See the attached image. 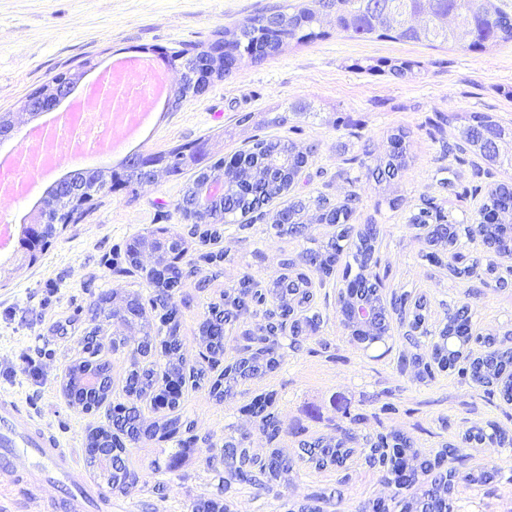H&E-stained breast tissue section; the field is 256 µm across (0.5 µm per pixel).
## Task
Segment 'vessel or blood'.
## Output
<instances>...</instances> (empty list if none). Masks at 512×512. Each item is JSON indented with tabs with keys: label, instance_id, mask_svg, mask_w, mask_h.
<instances>
[{
	"label": "vessel or blood",
	"instance_id": "b4317fda",
	"mask_svg": "<svg viewBox=\"0 0 512 512\" xmlns=\"http://www.w3.org/2000/svg\"><path fill=\"white\" fill-rule=\"evenodd\" d=\"M0 501L34 512H112L111 495L12 397L0 399Z\"/></svg>",
	"mask_w": 512,
	"mask_h": 512
}]
</instances>
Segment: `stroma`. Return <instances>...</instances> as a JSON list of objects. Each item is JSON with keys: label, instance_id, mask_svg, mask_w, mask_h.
<instances>
[{"label": "stroma", "instance_id": "stroma-1", "mask_svg": "<svg viewBox=\"0 0 512 512\" xmlns=\"http://www.w3.org/2000/svg\"><path fill=\"white\" fill-rule=\"evenodd\" d=\"M276 0H0V113L20 109L28 94L72 62L91 59L83 78L91 83L111 66L116 55H133L147 47L162 52L184 42L210 45L220 28H233L244 17ZM401 59L415 64L403 78L352 70L354 61ZM312 100L335 114L332 125L294 119L276 134L300 145H317L307 169L309 184L298 195L323 193L330 202L349 192L360 198L353 221H375L380 234L377 262L369 274L382 276L385 294L409 291L425 295L432 327L443 325L448 309L463 305L475 311V328L498 335L512 331V275L506 283L486 277L457 279L447 267L425 260L421 232L410 226V213L433 200L451 224H469L477 216L490 186L512 183V170H490L472 150L444 155L443 143L459 140L448 118L455 112H484L512 126V44L472 52L456 44L429 47L376 37L367 40L331 35L307 45H290L279 56L246 63L201 96L167 113L153 130L145 152H158L205 138L209 159L230 157L255 128L236 125L239 115L259 113L275 105ZM403 128L409 162L398 178L376 183L366 179L357 159L363 152L385 156L388 137ZM454 173L452 186L441 185V168ZM188 175L161 176L140 190L102 195L84 221L58 231L36 261L0 280V395L26 403L36 420L59 436L77 463L85 461L87 428L106 424L105 412L86 414L71 407L61 392V378L82 355L90 330V310L113 289L150 297L141 273L128 269L125 246L144 230L166 226L188 232L174 206ZM402 197V205L388 202ZM271 217L248 227L228 224L219 247L226 253L207 263L206 247L192 242L184 259L195 276L184 279L177 297H189L182 308L178 334L188 366L199 362V328L207 302L218 300L225 287L246 275L261 282L278 276L280 263L300 252L303 238L278 237ZM206 288H198L199 279ZM341 276L316 290V307L324 324L300 350L286 351L279 369L243 384L242 395L216 403L208 387L185 386L181 412L195 424V451L177 472L164 477L161 489L135 488L114 495L115 512H189L204 497L229 501L233 512H298L312 495L342 489L346 499L364 502L383 494L380 473L364 462L348 463L349 481L338 485L336 469L300 468L295 486L283 496L248 484L223 488L207 465L210 447H222L227 425L249 432L253 453L279 448L290 458L300 453V440L331 435L348 425L349 414L365 415L362 433L372 436L399 430L421 453L444 444L460 446L451 468L465 473L483 467L501 469L503 480L474 487L463 500V512H512V452L461 447L473 425L494 422L512 434V405L487 395L457 372H435L420 384L400 373L398 356L409 345L399 326H392L388 354L351 344L340 323L336 298ZM275 392L273 406L283 427L268 443L255 418L244 407L259 394Z\"/></svg>", "mask_w": 512, "mask_h": 512}]
</instances>
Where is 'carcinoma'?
<instances>
[{
    "label": "carcinoma",
    "mask_w": 512,
    "mask_h": 512,
    "mask_svg": "<svg viewBox=\"0 0 512 512\" xmlns=\"http://www.w3.org/2000/svg\"><path fill=\"white\" fill-rule=\"evenodd\" d=\"M490 0H301L298 5H279L257 12L241 20L234 29H224L217 34L215 42L231 46L238 56H246L255 63L280 55L284 48L294 42L308 44L325 38L323 30L327 24L340 33L351 37L379 38L403 42L427 43L430 46L455 43L469 51L483 52L491 46L512 43V13L489 6ZM168 67L181 71L178 85L172 90L168 106L178 109L183 101L202 95L211 80L222 79L232 73L226 62L215 63L213 57L204 53L195 44H182L165 56ZM350 69L374 75H391L399 78L412 72L413 64L406 60L379 59L355 62ZM320 109L314 105L291 104L285 108L272 109L257 122L261 127L281 128L292 115H305L319 119ZM451 122L459 128L463 143L473 149L489 166L508 169L512 167V129L505 128L499 121L485 113H456ZM408 133L402 129L392 134L390 140L399 149L383 158L368 160L371 153L365 151L360 161L366 178L375 182L395 179L407 166L405 139ZM317 147H302L287 138H255L249 147L234 154L224 162V184L220 195L214 200L207 219L196 221L185 204L190 202L196 190L204 184L203 173L219 168L218 163L202 162L204 152L188 145L176 146L165 152L168 165L165 174H183L187 165L182 156L193 157L194 177L176 203L175 210L183 219L191 222L190 234L207 245L218 241L224 224H251V214L257 211L259 203L268 204L281 200L279 209L272 216L271 230L279 237H303L307 243L295 258L281 262V273L265 285L245 275L229 286L220 295V301L207 306L205 319L200 325V343L210 356L208 367L190 371L195 387L209 382V395L218 404L234 399L241 384L266 373H271L282 364L279 349L283 341L288 347L298 350L301 339L309 338L320 331L322 315L315 310L314 276L319 280L331 277L336 265L344 255H351L352 261L345 263L343 280L355 283L363 279L372 254V243L380 234L374 221H369L356 230L350 223L356 211L359 197L349 193L342 202L331 203L323 194L312 195L303 203L288 198L289 190L298 176L314 157ZM144 178L142 170L133 163L124 165L121 171H112V183L121 184L127 194L134 198ZM70 182L81 187V194L98 196L108 189L107 176L102 172L79 173ZM507 186L489 188L484 208L496 215V223L485 229L487 238L498 243L497 254L506 251L512 241V203L506 195ZM49 199L53 205L47 211L51 234L57 226H65L73 220V210L66 207L65 197L52 190ZM443 220L441 211L431 205L420 208L409 216V224L420 229L432 221ZM311 224H331L338 227L335 234L326 240L305 235ZM148 238L168 241L169 251L156 256L153 266L145 268L140 261L139 247ZM458 232L440 239L435 250L423 254L427 261L440 264L442 255L460 257L457 246ZM187 252L183 236L168 227H156L135 236L126 247V255L135 270L146 271V281L155 288L150 298L152 308L161 309L163 314L155 323L147 315L137 321H128L127 309L130 300L140 296L112 291V310L100 309L93 320L97 321L89 335L83 340L84 349L94 356V363L83 358L70 364L64 373L67 383L78 391L81 410L91 413L100 408V403L112 395V361L108 355L124 351L129 343L135 347L123 377L122 394L129 401L125 405L113 406L107 415L111 425L98 426L88 431L85 437L87 464L99 469V476L110 481L113 492L127 494L138 485H147L148 479L162 471L157 463L150 464V472L139 473L128 464L126 443L136 444L142 439L170 441L182 433H190L193 423L180 413L182 387L185 384L184 368L186 358L177 336L179 308L174 301V290L182 281L195 274L194 269H185L178 261L176 252ZM449 271L456 278L473 277L480 274L495 276L498 264L492 260L485 266L472 263L462 267L451 265ZM411 294L404 292L395 297L399 304L401 323L409 327L407 338L416 349L411 354L399 357L401 372H413L412 379L425 383L433 378V369L440 371L459 370L462 376L470 375L473 367H458L460 349L473 348V344L496 342V336L489 333L473 336L469 330H456L447 324L432 334L429 329L430 306L425 296L410 300ZM272 301L273 308L258 310V306ZM250 315L258 322L251 329L242 331V357L224 367L218 377L210 379L208 370L214 369L219 357L224 355V336L234 330L239 320ZM112 321L136 332L134 336L103 335L98 321ZM150 401L156 408L168 413L151 422L142 416L137 403ZM274 394L256 396L243 408L260 418L259 429L274 441L280 433V422L275 413L269 411L274 405ZM494 436L505 449H512V436L495 423L484 427H473L463 437V442L480 443L484 438ZM249 434L234 429V434L224 443L231 449L230 454L220 453L211 459H220L224 475L220 480L224 487L234 482L261 485L265 481H279L284 488L294 485L297 472L283 453L275 448L269 457L263 459L250 452L247 447ZM363 442L360 448L354 444ZM98 448L112 449V465L95 458ZM300 460L314 470L321 472L328 468H341L354 456L381 473V481L389 490L390 500L400 512H417L422 507L419 493H407L402 470H427L437 477H447V487L441 490V512H453L455 500L462 491L492 481L501 472L486 468L458 476L455 471H443L442 465L450 455H457L459 448L448 444L439 449L434 458L421 457L419 449L413 447L410 438L399 431L380 434L372 439L358 436L352 427L342 430L340 438L318 437L301 442Z\"/></svg>",
    "instance_id": "cac0c4a2"
}]
</instances>
